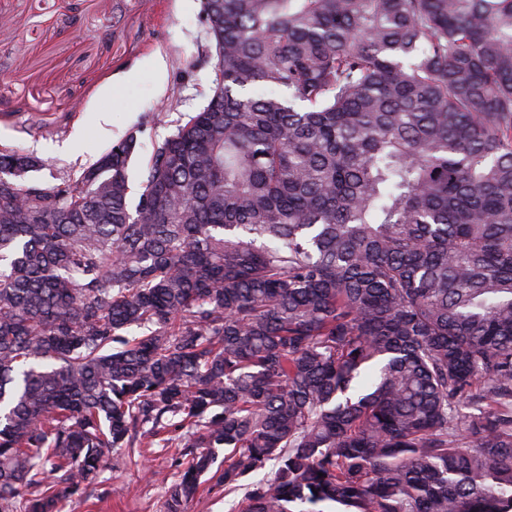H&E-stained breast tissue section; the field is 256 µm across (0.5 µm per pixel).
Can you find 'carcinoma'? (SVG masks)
Segmentation results:
<instances>
[{"label": "carcinoma", "mask_w": 512, "mask_h": 512, "mask_svg": "<svg viewBox=\"0 0 512 512\" xmlns=\"http://www.w3.org/2000/svg\"><path fill=\"white\" fill-rule=\"evenodd\" d=\"M202 14L139 190L0 148V512L171 445L167 512H512V0ZM224 498V491L203 486L199 495L186 505V512H229L231 502Z\"/></svg>", "instance_id": "obj_1"}]
</instances>
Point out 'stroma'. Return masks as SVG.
<instances>
[{"label": "stroma", "mask_w": 512, "mask_h": 512, "mask_svg": "<svg viewBox=\"0 0 512 512\" xmlns=\"http://www.w3.org/2000/svg\"><path fill=\"white\" fill-rule=\"evenodd\" d=\"M0 146L54 162L42 183L95 161L142 127L141 171L154 138L203 107L216 80L200 0H0ZM177 448L104 462L65 512H166Z\"/></svg>", "instance_id": "stroma-1"}]
</instances>
